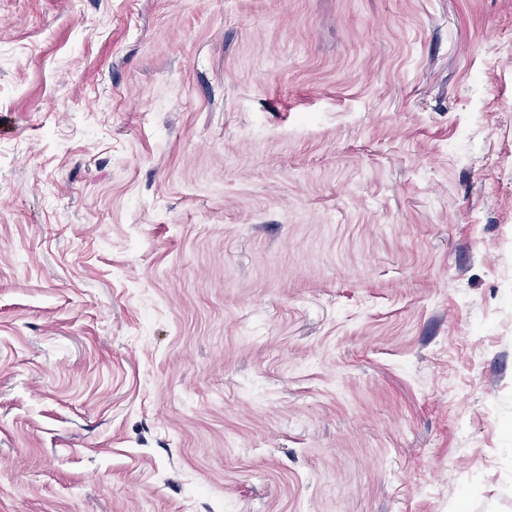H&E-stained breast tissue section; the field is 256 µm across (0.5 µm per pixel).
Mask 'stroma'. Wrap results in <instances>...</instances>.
I'll list each match as a JSON object with an SVG mask.
<instances>
[{"mask_svg":"<svg viewBox=\"0 0 512 512\" xmlns=\"http://www.w3.org/2000/svg\"><path fill=\"white\" fill-rule=\"evenodd\" d=\"M0 512H512V0H0Z\"/></svg>","mask_w":512,"mask_h":512,"instance_id":"35a3bbf8","label":"stroma"}]
</instances>
